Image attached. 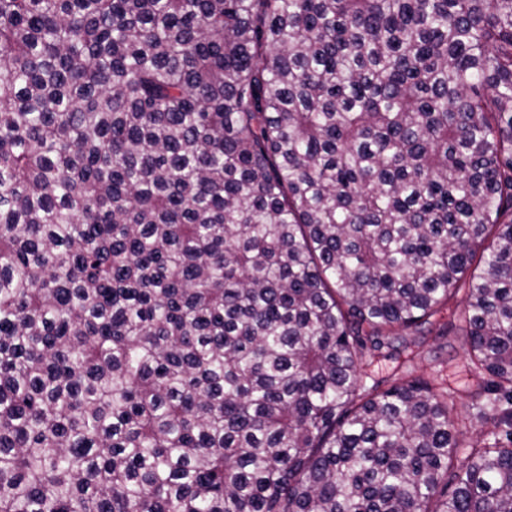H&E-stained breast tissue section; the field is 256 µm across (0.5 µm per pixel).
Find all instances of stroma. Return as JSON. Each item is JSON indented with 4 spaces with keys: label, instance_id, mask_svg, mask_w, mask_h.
<instances>
[{
    "label": "stroma",
    "instance_id": "35a3bbf8",
    "mask_svg": "<svg viewBox=\"0 0 512 512\" xmlns=\"http://www.w3.org/2000/svg\"><path fill=\"white\" fill-rule=\"evenodd\" d=\"M465 292H458L447 307L436 315L429 331L416 335L415 343L400 359H374L362 372L365 384L392 381L411 375L429 382L446 380L448 398L456 407L459 438L463 445H481L488 428L479 421L469 396L475 379L464 341Z\"/></svg>",
    "mask_w": 512,
    "mask_h": 512
}]
</instances>
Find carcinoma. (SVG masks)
<instances>
[{
    "instance_id": "cac0c4a2",
    "label": "carcinoma",
    "mask_w": 512,
    "mask_h": 512,
    "mask_svg": "<svg viewBox=\"0 0 512 512\" xmlns=\"http://www.w3.org/2000/svg\"><path fill=\"white\" fill-rule=\"evenodd\" d=\"M465 278L512 402V0H0V512H512ZM459 292L444 310L433 319L430 330L418 334L406 331L415 344L400 359H374L362 372L363 382L371 386L375 380L394 381L402 375H411L428 382L445 379L448 382V400H452L458 417L459 438L463 446H481L488 432L477 418L469 392L475 379L466 354L464 341V300L468 279L462 281Z\"/></svg>"
}]
</instances>
